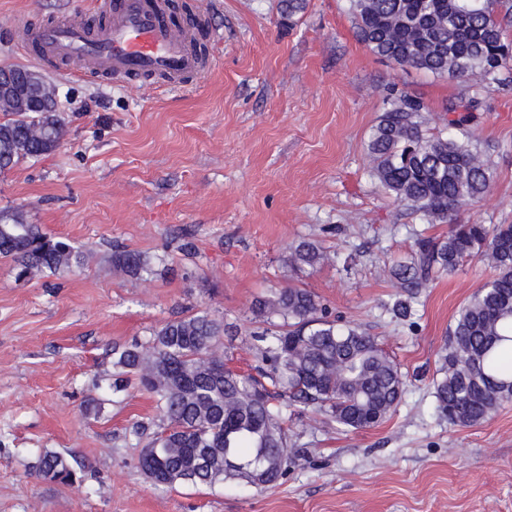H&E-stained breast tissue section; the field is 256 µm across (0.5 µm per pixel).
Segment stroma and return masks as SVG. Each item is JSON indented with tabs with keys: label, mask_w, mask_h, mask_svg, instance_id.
<instances>
[{
	"label": "stroma",
	"mask_w": 512,
	"mask_h": 512,
	"mask_svg": "<svg viewBox=\"0 0 512 512\" xmlns=\"http://www.w3.org/2000/svg\"><path fill=\"white\" fill-rule=\"evenodd\" d=\"M183 2L207 16L214 66L167 91L74 77L21 48V25L90 21L92 0H0V67L40 70L66 125L55 151L0 175V215L24 211L90 249L81 270L22 284L0 258V512H512V402L464 427L433 397L448 327L494 271L464 260L395 316L381 266L448 226L388 195L367 151L390 100L423 102L428 132L449 105L475 101L472 143L493 181L457 220L512 224V77L487 86L395 66L359 42L348 0H307L290 21L281 0ZM302 239L330 259L292 276L289 248ZM124 250L150 256L153 274L114 270ZM291 281L397 362L395 413L358 431L287 409L292 456L266 490L151 484L138 455L164 424L150 395L113 391V347L204 310L224 323L225 362L260 375L250 306ZM44 449L75 455L81 482L38 477Z\"/></svg>",
	"instance_id": "1"
}]
</instances>
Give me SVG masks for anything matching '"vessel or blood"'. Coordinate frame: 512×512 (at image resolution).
Returning <instances> with one entry per match:
<instances>
[{
	"instance_id": "1",
	"label": "vessel or blood",
	"mask_w": 512,
	"mask_h": 512,
	"mask_svg": "<svg viewBox=\"0 0 512 512\" xmlns=\"http://www.w3.org/2000/svg\"><path fill=\"white\" fill-rule=\"evenodd\" d=\"M100 22L62 18L20 31L25 50L60 62L71 75L135 82L174 91L210 65L192 43L203 13L176 21L174 0H93Z\"/></svg>"
}]
</instances>
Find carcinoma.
<instances>
[{
    "label": "carcinoma",
    "mask_w": 512,
    "mask_h": 512,
    "mask_svg": "<svg viewBox=\"0 0 512 512\" xmlns=\"http://www.w3.org/2000/svg\"><path fill=\"white\" fill-rule=\"evenodd\" d=\"M501 0H349L361 42L397 66L440 77L498 83L512 69L503 41ZM0 71L10 89L0 94V174L19 161L54 151L66 128L57 112L32 108L44 76ZM421 105L406 96L390 102L373 128L367 150L383 189L429 223L451 222L460 208L481 199L493 176L468 141L467 108L445 131L428 135ZM88 249L53 238L22 212L0 216V256L14 262L15 278L66 274L84 266ZM479 256L494 277L476 286L448 328L433 383L437 410L448 421L472 426L512 401V224H453L441 240L416 239L408 261L384 264L396 288L392 311L407 316L410 300L435 274L454 273ZM326 251L302 240L290 248L289 266L315 268ZM112 265L133 276L152 272L145 255L117 251ZM253 317L266 328L252 335L269 364L273 389L212 355L224 323L200 311L168 321L144 345L112 348L113 366L153 398L165 429L143 448L139 466L157 486L214 489L243 482L264 490L286 475L290 448L281 399L288 406L329 417L352 430L373 428L395 411L403 392L398 364L374 337L340 324L308 288L288 285L257 298ZM37 474L73 484L77 473L57 451L38 453Z\"/></svg>",
    "instance_id": "obj_1"
}]
</instances>
